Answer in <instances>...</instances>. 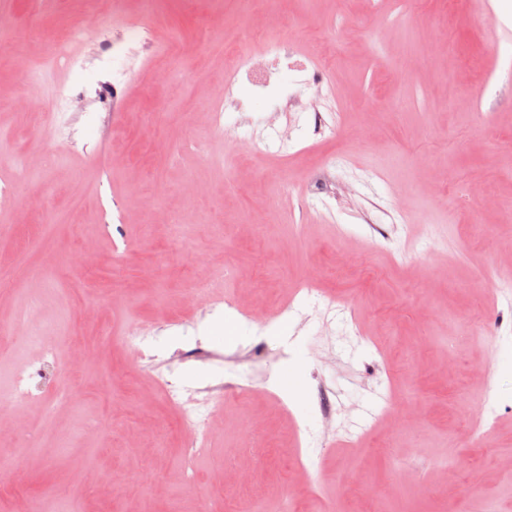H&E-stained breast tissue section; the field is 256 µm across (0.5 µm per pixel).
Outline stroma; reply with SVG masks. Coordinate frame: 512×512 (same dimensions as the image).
I'll return each mask as SVG.
<instances>
[{"mask_svg": "<svg viewBox=\"0 0 512 512\" xmlns=\"http://www.w3.org/2000/svg\"><path fill=\"white\" fill-rule=\"evenodd\" d=\"M0 15V418L50 428L0 441V512L21 493L65 512H512V294L482 279L512 276V0H7ZM127 19L149 41L127 40ZM69 28L72 67L48 51ZM280 38L331 92L282 68L218 108L223 47L259 59ZM62 85L78 105L61 108ZM51 210L66 221L48 236ZM198 280L219 305L189 307ZM259 301L276 337L256 336ZM19 317L58 352H96L66 397L17 403L27 339L1 329ZM143 325L159 363L121 344ZM199 340L214 360L176 358ZM160 373L215 390L205 454L189 457ZM479 406L493 424L471 437Z\"/></svg>", "mask_w": 512, "mask_h": 512, "instance_id": "35a3bbf8", "label": "stroma"}]
</instances>
